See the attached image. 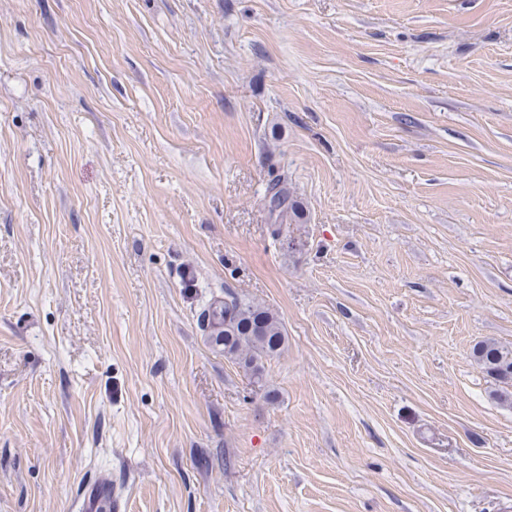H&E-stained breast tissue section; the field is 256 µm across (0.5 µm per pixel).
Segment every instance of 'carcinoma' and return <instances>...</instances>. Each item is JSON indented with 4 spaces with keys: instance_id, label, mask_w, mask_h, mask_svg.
Masks as SVG:
<instances>
[{
    "instance_id": "carcinoma-1",
    "label": "carcinoma",
    "mask_w": 512,
    "mask_h": 512,
    "mask_svg": "<svg viewBox=\"0 0 512 512\" xmlns=\"http://www.w3.org/2000/svg\"><path fill=\"white\" fill-rule=\"evenodd\" d=\"M270 214L281 224H300L304 211L292 198L284 177L274 179L267 188ZM207 321L210 347L235 361L252 382L260 384L264 362L282 353L287 337L278 315L269 307L234 297L212 300L202 312ZM472 355L485 372L503 384L499 399L512 405V347L496 342H479Z\"/></svg>"
}]
</instances>
